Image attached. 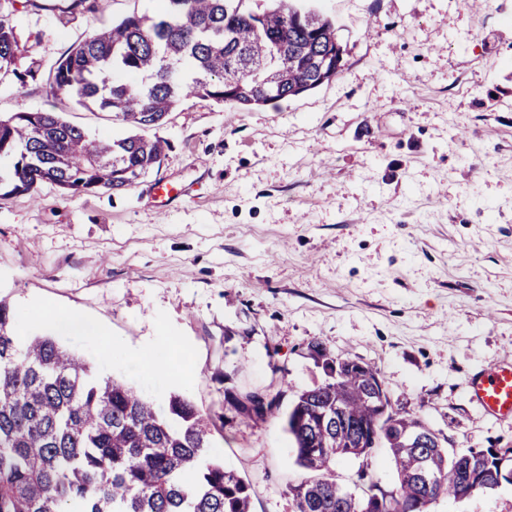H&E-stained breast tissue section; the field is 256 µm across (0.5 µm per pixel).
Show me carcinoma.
Wrapping results in <instances>:
<instances>
[{"mask_svg": "<svg viewBox=\"0 0 512 512\" xmlns=\"http://www.w3.org/2000/svg\"><path fill=\"white\" fill-rule=\"evenodd\" d=\"M162 0L154 16L132 15L98 29L57 60L50 84L60 94L110 112L132 134L93 136L55 112L0 118V185L30 192L42 182L66 197L100 189L122 191L159 165L166 143L142 132L161 126L190 98L244 110L303 95L343 71L336 23L293 0ZM19 43L12 13L0 12V71ZM16 315L0 300V512H250V485L209 453L204 415L175 393L162 407L116 377L94 376L86 361L50 336H21ZM311 354L329 379L296 395L285 415L296 463L307 476L288 487L295 512H364L373 490L380 512H433L441 497L463 502L501 487L496 461L474 449L413 448L394 427L436 432L412 411L382 413L371 398L378 370L359 358ZM342 406L336 417V405ZM237 409L264 421L277 398L247 392ZM367 427L385 446L397 482L382 490L366 472L359 495L336 479L342 457L369 466L370 448H350L347 436ZM428 461L433 484L416 472ZM474 481L459 488L461 472Z\"/></svg>", "mask_w": 512, "mask_h": 512, "instance_id": "obj_1", "label": "carcinoma"}]
</instances>
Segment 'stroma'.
Instances as JSON below:
<instances>
[{"instance_id":"obj_1","label":"stroma","mask_w":512,"mask_h":512,"mask_svg":"<svg viewBox=\"0 0 512 512\" xmlns=\"http://www.w3.org/2000/svg\"><path fill=\"white\" fill-rule=\"evenodd\" d=\"M13 20L18 68L49 67L89 33L159 0H37ZM335 21L336 80L251 111L191 98L150 136L169 147L127 190L63 197L49 183L0 188V299L20 334L52 336L99 374L158 402L188 397L251 512H294L283 419L244 420L233 401L272 389L289 408L326 381L308 347L376 366L393 405L455 448H512V419L485 416L469 378L512 358V0H302ZM59 113L104 137L111 113L0 75V116ZM182 200L158 212L150 186ZM65 307L104 326L102 356ZM169 337L170 368L134 360ZM434 512H512V485Z\"/></svg>"}]
</instances>
